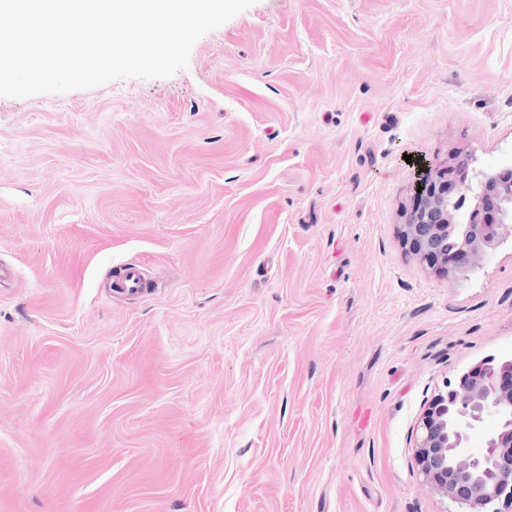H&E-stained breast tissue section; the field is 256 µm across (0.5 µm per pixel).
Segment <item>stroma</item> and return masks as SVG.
<instances>
[{"label":"stroma","mask_w":512,"mask_h":512,"mask_svg":"<svg viewBox=\"0 0 512 512\" xmlns=\"http://www.w3.org/2000/svg\"><path fill=\"white\" fill-rule=\"evenodd\" d=\"M459 151L512 163V0H255L172 77L0 96V512H450L411 431L512 354V241L399 228Z\"/></svg>","instance_id":"obj_1"}]
</instances>
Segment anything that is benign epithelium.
<instances>
[{"label": "benign epithelium", "mask_w": 512, "mask_h": 512, "mask_svg": "<svg viewBox=\"0 0 512 512\" xmlns=\"http://www.w3.org/2000/svg\"><path fill=\"white\" fill-rule=\"evenodd\" d=\"M472 191L477 202L460 223L456 209ZM412 192L401 240L422 265L476 269L512 237V168L478 169L457 153L418 164ZM413 431L415 464L438 495L462 512H512V357H487L457 376L424 403Z\"/></svg>", "instance_id": "7a95c632"}]
</instances>
